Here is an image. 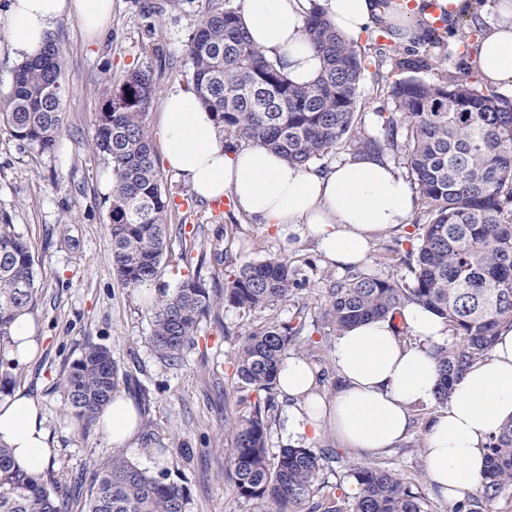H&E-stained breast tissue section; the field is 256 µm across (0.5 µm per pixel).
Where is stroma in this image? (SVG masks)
<instances>
[{
    "instance_id": "1",
    "label": "stroma",
    "mask_w": 512,
    "mask_h": 512,
    "mask_svg": "<svg viewBox=\"0 0 512 512\" xmlns=\"http://www.w3.org/2000/svg\"><path fill=\"white\" fill-rule=\"evenodd\" d=\"M156 2L113 0L110 26L93 40L85 37L76 18L57 23L70 91L62 105L63 129L54 152L38 154L0 125V213L31 248L38 288L32 316L44 338L40 357L18 369L15 384L40 400L56 437L58 452L49 473L66 479L92 473L112 449L97 428H84L67 416L59 382L88 344L106 347L128 376L121 389L134 397L150 423L136 446L125 449V456L150 473H166L170 482L183 487L189 498L187 512H254L253 503L237 497L224 475L231 445L224 421L251 410L238 401L232 360L248 331L272 320H294L297 309H304L309 325L299 353L321 374L322 395L332 396L337 385L331 358L334 339L313 323L325 302L327 278L342 277L343 272L311 242L283 250L246 214L230 206L211 209L186 183L163 173L173 206L168 216L170 251L156 281L158 289L176 288L184 273L178 255L185 247L197 253L216 248L228 252L229 275L244 262L284 255L307 285L288 304L271 309L244 314L220 308L218 317L204 321L195 346L179 362L160 359L148 346L152 310L136 289L124 287L112 273V165L96 152L94 141L105 79L117 81L140 69L158 75L164 88L190 83L186 45L211 0H177L161 11ZM393 109L385 81L366 71L356 108L359 127L372 129L378 113ZM396 241V236L379 235L363 272L409 278L408 267L394 251ZM433 412L430 406L415 410L406 439L371 461L397 471L413 493L425 498L429 512H452V503L432 490L423 454ZM162 446L170 448V455H159ZM311 447L323 457L317 487L349 506L356 482L347 464L356 460V453L329 430Z\"/></svg>"
}]
</instances>
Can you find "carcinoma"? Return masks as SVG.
Returning a JSON list of instances; mask_svg holds the SVG:
<instances>
[{
	"mask_svg": "<svg viewBox=\"0 0 512 512\" xmlns=\"http://www.w3.org/2000/svg\"><path fill=\"white\" fill-rule=\"evenodd\" d=\"M240 9L218 2L200 19L186 48L191 83L230 142L263 146L290 163L308 165L340 144L354 154L400 157L427 211L415 220V249L407 252L412 277L399 282L352 271L331 281L321 321L340 333L372 318L395 317L408 303L444 318L452 341L437 345L436 400L443 404L454 382L493 346L499 328L512 326V96L494 88L476 91L448 71L435 81L418 74L440 56L463 58L480 28L470 27L454 47L437 34L438 50L403 52L385 46L375 66L389 62L400 78L388 84L394 112L378 132L357 131L356 107L368 55L343 39L312 10L305 23L309 43L323 68L308 84H295L267 60L240 24ZM65 62L56 36L18 63L0 122L29 149L54 150L62 129ZM159 90L155 76L134 69L117 88H109L96 117L95 147L112 163L114 181L108 208L112 268L119 281L137 288L155 280L168 252L171 198L156 167L154 147L144 122ZM178 260L189 270L174 291L153 305L147 342L160 358L182 359L195 344L200 324L219 306L244 313L288 302L304 287L299 271L280 256L240 265L218 290L221 266L211 256L184 249ZM211 280L201 276L205 263ZM38 300L36 272L27 241L8 219L0 218V344L15 319L32 312ZM303 326L272 321L242 337L233 367L241 389L257 394L251 412L224 429L234 433L226 477L235 493L260 508L301 501L313 492L321 456L305 446L267 455L278 366L288 350L300 346ZM120 372L109 351L87 345L59 387L71 417L89 427L112 400ZM478 494L466 512H493L512 494V419L491 436ZM349 470L358 492L349 512H428L394 470L352 461ZM0 512H73L62 480L47 481L17 468L9 449L0 446ZM81 512H187L183 488L139 468L123 452L95 469Z\"/></svg>",
	"mask_w": 512,
	"mask_h": 512,
	"instance_id": "obj_1",
	"label": "carcinoma"
}]
</instances>
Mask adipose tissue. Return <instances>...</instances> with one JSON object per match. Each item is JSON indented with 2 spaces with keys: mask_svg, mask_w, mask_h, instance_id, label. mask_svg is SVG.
<instances>
[{
  "mask_svg": "<svg viewBox=\"0 0 512 512\" xmlns=\"http://www.w3.org/2000/svg\"><path fill=\"white\" fill-rule=\"evenodd\" d=\"M431 2L401 0L387 9L378 0H243L241 20L269 60L282 65L294 83L307 84L322 68L304 31L311 7L346 40L359 41L382 17L396 40L407 44L421 36ZM441 2L449 23L476 18L481 36L473 66L485 83L512 90V0H494L480 13L474 0ZM65 16L76 17L86 36L95 37L111 20L112 0H10V54L22 59L34 54ZM160 127L171 172L198 197H232L236 209L264 225L283 248L309 239L329 262L356 267L377 235L401 230L412 218L416 193L387 157L362 153L321 170L288 163L252 144L225 147L213 112L178 84L163 94ZM401 319L410 335L406 341L388 319L365 321L337 336L331 355L338 387L329 399L320 395L309 360L284 357L277 384L288 401L287 430L306 442L329 430L345 447L370 457L406 437L415 409L433 407L424 442L429 480L444 499L464 501L479 489L490 436L512 418V327L501 328L488 355L463 373L439 405L432 348L447 340L448 326L416 304L403 306ZM38 347L34 322L20 316L0 343V363L28 366ZM98 429L112 447L132 444L140 433L133 397L116 393L101 412ZM0 445L11 450L16 466L35 474L56 454L42 405L23 388L0 397Z\"/></svg>",
  "mask_w": 512,
  "mask_h": 512,
  "instance_id": "ef3b65f1",
  "label": "adipose tissue"
}]
</instances>
